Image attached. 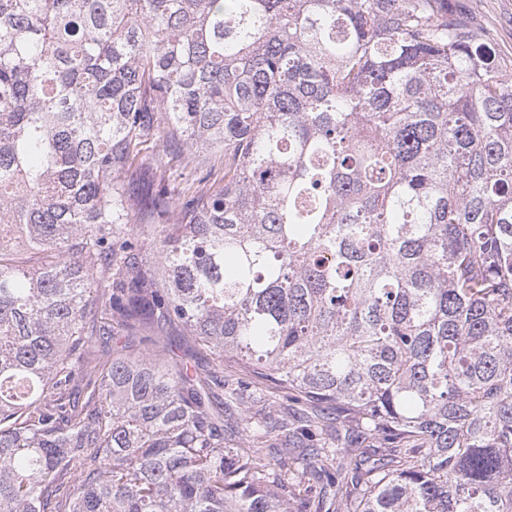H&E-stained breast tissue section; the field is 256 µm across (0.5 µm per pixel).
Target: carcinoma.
I'll list each match as a JSON object with an SVG mask.
<instances>
[{
    "mask_svg": "<svg viewBox=\"0 0 512 512\" xmlns=\"http://www.w3.org/2000/svg\"><path fill=\"white\" fill-rule=\"evenodd\" d=\"M148 143L192 177L131 194ZM0 512H512V62L472 11L0 0Z\"/></svg>",
    "mask_w": 512,
    "mask_h": 512,
    "instance_id": "cac0c4a2",
    "label": "carcinoma"
}]
</instances>
